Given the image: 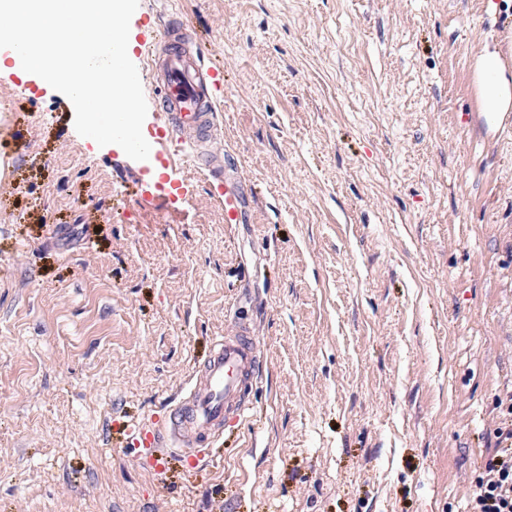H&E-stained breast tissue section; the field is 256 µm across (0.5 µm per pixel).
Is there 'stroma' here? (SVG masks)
<instances>
[{"instance_id": "35a3bbf8", "label": "stroma", "mask_w": 512, "mask_h": 512, "mask_svg": "<svg viewBox=\"0 0 512 512\" xmlns=\"http://www.w3.org/2000/svg\"><path fill=\"white\" fill-rule=\"evenodd\" d=\"M224 72L214 144L247 203L74 128L0 71V512H467L512 388V0H139ZM265 362L212 466L144 465L213 337ZM477 76L483 101L480 117L488 129H496L510 117L505 111L512 101V84L497 53L480 56Z\"/></svg>"}]
</instances>
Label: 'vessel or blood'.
Returning a JSON list of instances; mask_svg holds the SVG:
<instances>
[{
    "label": "vessel or blood",
    "mask_w": 512,
    "mask_h": 512,
    "mask_svg": "<svg viewBox=\"0 0 512 512\" xmlns=\"http://www.w3.org/2000/svg\"><path fill=\"white\" fill-rule=\"evenodd\" d=\"M140 47L157 78L159 105L171 131L210 138L223 71L208 66L201 53L188 50L182 33L172 26L142 31ZM196 162L224 185L225 223H239L243 216L240 182L228 166L209 155H197ZM263 364L259 338L248 319L238 318L231 330L213 338L208 356L195 367L191 384L178 402L157 425L132 432L148 449L147 462L156 474H163L176 460L196 467L206 448L223 438L227 419L245 420Z\"/></svg>",
    "instance_id": "1"
}]
</instances>
